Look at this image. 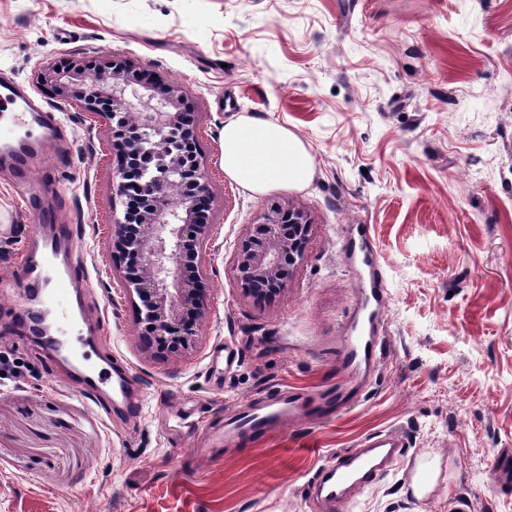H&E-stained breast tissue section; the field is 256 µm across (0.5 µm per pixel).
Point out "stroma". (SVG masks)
Here are the masks:
<instances>
[{"instance_id": "stroma-1", "label": "stroma", "mask_w": 512, "mask_h": 512, "mask_svg": "<svg viewBox=\"0 0 512 512\" xmlns=\"http://www.w3.org/2000/svg\"><path fill=\"white\" fill-rule=\"evenodd\" d=\"M180 85L197 116L211 190L203 255L207 317L181 357L140 348L132 299L110 258L122 215L113 132L61 100L43 67L101 66ZM0 72L60 109L65 137L23 182L0 164V512H313L325 454L398 429L408 446L348 512H512L492 489L512 448V0H0ZM286 125L314 164L299 189L255 193L224 172L226 124ZM303 207L310 249L287 288L258 305L238 284V240L272 202ZM71 225L90 283L88 324L141 389L111 420L64 385L28 336L18 262L45 219ZM369 225L388 289L378 366L361 403L264 439L211 440L236 405L334 378L357 296L343 227ZM232 348L231 366L211 358ZM438 459L432 495L410 490Z\"/></svg>"}]
</instances>
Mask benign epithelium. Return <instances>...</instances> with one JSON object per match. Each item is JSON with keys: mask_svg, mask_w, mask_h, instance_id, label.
Returning <instances> with one entry per match:
<instances>
[{"mask_svg": "<svg viewBox=\"0 0 512 512\" xmlns=\"http://www.w3.org/2000/svg\"><path fill=\"white\" fill-rule=\"evenodd\" d=\"M42 80L111 123L117 193L135 207L114 219L109 249L114 261L125 263L123 280L138 299L141 347L175 357L189 352L207 312L201 285L211 192L191 151L197 125L185 91L148 72L131 78L124 60L103 70L76 67L67 83L47 68ZM134 99L146 100V111L132 113ZM312 230L308 212L291 203L267 207L248 225L233 258L244 295L261 302L281 294L307 256Z\"/></svg>", "mask_w": 512, "mask_h": 512, "instance_id": "benign-epithelium-1", "label": "benign epithelium"}]
</instances>
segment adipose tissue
<instances>
[{
	"mask_svg": "<svg viewBox=\"0 0 512 512\" xmlns=\"http://www.w3.org/2000/svg\"><path fill=\"white\" fill-rule=\"evenodd\" d=\"M313 159L287 126L263 117H246L224 127V172L255 192L275 185L308 183Z\"/></svg>",
	"mask_w": 512,
	"mask_h": 512,
	"instance_id": "obj_1",
	"label": "adipose tissue"
}]
</instances>
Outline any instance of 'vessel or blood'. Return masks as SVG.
I'll return each mask as SVG.
<instances>
[{"instance_id":"b4317fda","label":"vessel or blood","mask_w":512,"mask_h":512,"mask_svg":"<svg viewBox=\"0 0 512 512\" xmlns=\"http://www.w3.org/2000/svg\"><path fill=\"white\" fill-rule=\"evenodd\" d=\"M59 129L54 110L37 104L17 80L0 78V151L13 157L17 169L27 168L32 152H44ZM55 231V237L44 240L39 250L21 257L24 290L36 302L26 314L27 322L32 325L39 317L50 318L55 332L46 337L45 349L77 369L82 394L96 402L109 399L126 417L135 418L140 402L132 390L129 372L100 365L106 340L81 333L85 320L81 287L86 280L77 263L60 258L62 250L72 245V229L60 224ZM344 251L346 267L357 280L358 302L344 322L336 353L340 378L309 392L279 388L263 403L233 409L225 416L217 440L267 437L290 422L329 420L361 402L379 359L382 340L377 331L387 289L369 225H346ZM405 445V437L390 429L363 436L349 450L327 454L313 478L315 499L322 512H344L390 469L397 451Z\"/></svg>"}]
</instances>
